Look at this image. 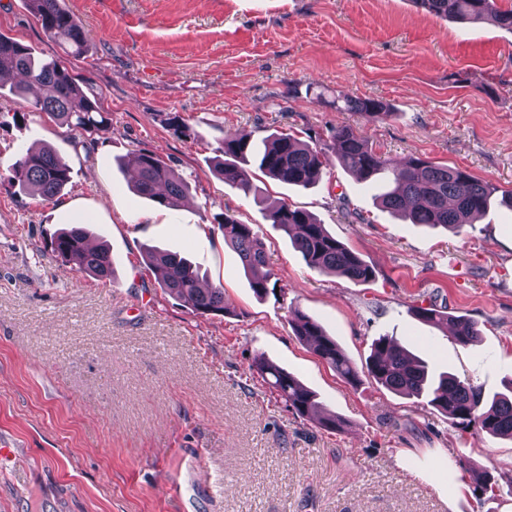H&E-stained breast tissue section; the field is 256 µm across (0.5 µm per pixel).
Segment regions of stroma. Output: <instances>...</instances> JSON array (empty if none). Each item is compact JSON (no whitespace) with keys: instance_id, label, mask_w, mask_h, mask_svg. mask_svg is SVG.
I'll use <instances>...</instances> for the list:
<instances>
[{"instance_id":"obj_1","label":"stroma","mask_w":512,"mask_h":512,"mask_svg":"<svg viewBox=\"0 0 512 512\" xmlns=\"http://www.w3.org/2000/svg\"><path fill=\"white\" fill-rule=\"evenodd\" d=\"M82 21L79 57L53 42L26 0H0V33L61 61L106 125L71 131L0 90V175L51 145L72 181L43 200L0 185V512H512V495L479 494L480 473L512 479V440L462 429L371 378L351 385L295 336L301 310L356 364L394 337L438 372L487 394L512 379V209L492 205L455 234L382 209L345 171L331 138L352 127L398 164L455 165L512 190V31L436 18L414 0H65ZM376 98L393 114L337 110ZM23 120H14V113ZM178 113L185 132L167 126ZM294 134L322 147L309 189L251 169L267 202L311 212L373 268L365 284L309 268L253 197L213 172L220 140ZM161 156L189 182L169 209L131 189L116 161ZM250 225L277 287L256 295L218 229ZM107 245L98 280L48 251L72 220ZM157 247L223 285V315L164 292L144 263ZM474 320L456 342L413 308ZM315 391L324 429L263 385L257 359ZM180 484L168 495V482Z\"/></svg>"}]
</instances>
